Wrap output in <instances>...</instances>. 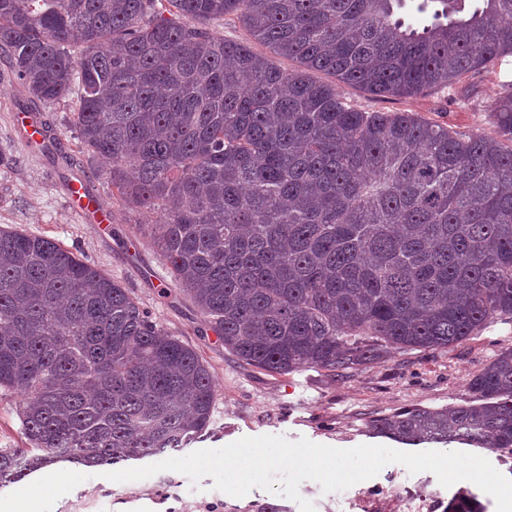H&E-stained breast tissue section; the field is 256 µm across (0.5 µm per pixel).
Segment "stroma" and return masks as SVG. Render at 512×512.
<instances>
[{"mask_svg":"<svg viewBox=\"0 0 512 512\" xmlns=\"http://www.w3.org/2000/svg\"><path fill=\"white\" fill-rule=\"evenodd\" d=\"M461 84L479 85L480 96L467 99L452 92L379 97L346 85L341 92L370 112H412L459 132L493 134L490 115L512 84V58L466 76ZM75 110L72 99L35 100L0 55V225L52 239L84 256L127 288L153 321L198 352L213 376L217 397L211 424L187 445V452L261 435L305 438L337 448H389L392 440L373 434L370 419L413 407L464 403L470 379L499 350L512 347V317L505 316L454 348L396 352L343 377L316 368L272 375L243 365L208 329L196 304L175 286L146 230L157 222V215L127 210L112 196L107 164L79 150ZM21 112L36 113L50 123L57 138L55 155L24 141L17 126ZM78 178L109 211L108 230H101L94 219L75 215L68 187ZM54 469L67 475V487L33 501L28 512H256L264 503L300 512L297 502L260 488L230 496L215 490L210 477L194 484L184 474L162 471L116 483L103 478L97 467L61 462ZM472 487V482L460 481L446 488L431 472L413 474L390 463L377 476L341 492H323L318 483L306 480L299 493L314 504L315 512H408L409 500L420 497L429 512H445L455 493Z\"/></svg>","mask_w":512,"mask_h":512,"instance_id":"35a3bbf8","label":"stroma"}]
</instances>
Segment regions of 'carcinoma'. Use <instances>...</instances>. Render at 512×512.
<instances>
[{"label":"carcinoma","mask_w":512,"mask_h":512,"mask_svg":"<svg viewBox=\"0 0 512 512\" xmlns=\"http://www.w3.org/2000/svg\"><path fill=\"white\" fill-rule=\"evenodd\" d=\"M480 2L421 0L418 29L395 17L405 0H0V54L34 98L77 95L82 148L111 160L123 203L159 216L150 237L225 348L272 374L342 376L512 315V90L494 136L338 91L426 96L496 67L512 56V0ZM228 16L298 67L215 34ZM2 388L23 401L0 482L183 448L216 401L198 353L127 289L0 227ZM468 390L369 427L512 457V347ZM447 512L484 507L466 491Z\"/></svg>","instance_id":"1"}]
</instances>
